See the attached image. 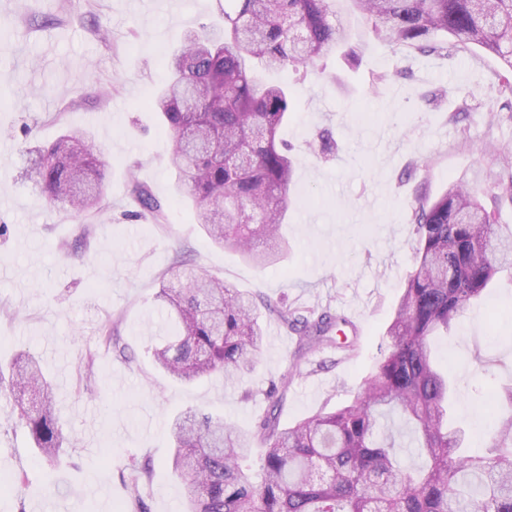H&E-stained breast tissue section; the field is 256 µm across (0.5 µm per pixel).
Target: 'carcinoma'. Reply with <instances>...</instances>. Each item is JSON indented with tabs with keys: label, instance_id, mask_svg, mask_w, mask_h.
<instances>
[{
	"label": "carcinoma",
	"instance_id": "obj_1",
	"mask_svg": "<svg viewBox=\"0 0 512 512\" xmlns=\"http://www.w3.org/2000/svg\"><path fill=\"white\" fill-rule=\"evenodd\" d=\"M352 3L394 50L453 56L476 45L512 69V0ZM223 12L224 25L191 32L164 60L168 80L152 105L171 138L176 199L193 204L213 244L265 266L287 248L281 229L294 167L278 133L293 97L285 85L261 82L252 63L314 66L349 44V21L336 0H225ZM37 154L50 205L76 213L101 208L107 162L87 132L68 130ZM484 181L488 205L465 176L433 201L418 202L414 267L386 329L387 353L350 404L282 427L272 388L270 408L248 431L191 409L173 420L169 466L187 488L183 512H512V414L498 420L485 453L467 452L474 432L449 422V370L433 351V338L499 274L512 276V224L499 216L502 204L512 203V157ZM131 196L141 211L164 215L162 202L136 181ZM155 300L176 330L151 347L152 355L166 375L185 383L251 369L264 341L262 309L310 349L347 323L340 314L305 315L273 304L178 261ZM10 387L34 448L55 458L68 439L40 361L18 355ZM404 427L424 459L419 467L402 463ZM256 444L265 449L257 475L245 466ZM149 474V466L129 464L135 512H145L140 485Z\"/></svg>",
	"mask_w": 512,
	"mask_h": 512
}]
</instances>
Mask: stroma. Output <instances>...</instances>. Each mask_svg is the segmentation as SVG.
Segmentation results:
<instances>
[{
  "instance_id": "1",
  "label": "stroma",
  "mask_w": 512,
  "mask_h": 512,
  "mask_svg": "<svg viewBox=\"0 0 512 512\" xmlns=\"http://www.w3.org/2000/svg\"><path fill=\"white\" fill-rule=\"evenodd\" d=\"M351 14L350 68L342 52L318 67L279 76L295 95L281 137L295 166L288 251L254 266L213 246L191 208L173 199L170 139L148 96L165 76L162 59L191 30L217 20L219 0H0V367L23 352L38 357L52 383L59 424L72 442L55 462L41 459L8 389H0V512H120L131 460L151 464L141 486L148 512H181L186 490L164 461L169 425L186 409L253 426L267 392L292 380L278 410L288 426L351 402L387 346L385 332L414 265L413 212L419 196L496 166L512 149V122L494 123L505 100L506 69L474 49L466 59L393 53ZM393 79L371 91L374 74ZM445 91L450 101L433 109ZM474 109L450 121L453 94ZM68 128L86 130L109 166L100 210L49 206L33 170L35 150ZM336 145L324 151L319 134ZM139 181L165 205L163 219L138 213ZM238 288L308 311L338 310L351 321L352 356L327 347L306 353L296 332L264 318L266 342L253 372L175 383L155 368L150 339L173 333L154 295L176 254ZM117 328L128 358L112 350ZM458 393L452 416L464 427L512 414L490 391L512 388V278L465 311L442 343Z\"/></svg>"
}]
</instances>
